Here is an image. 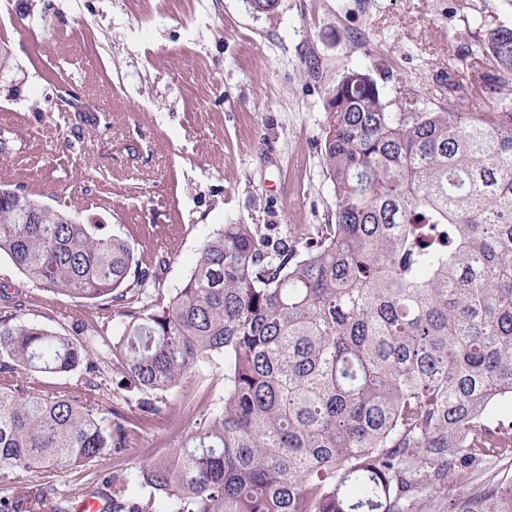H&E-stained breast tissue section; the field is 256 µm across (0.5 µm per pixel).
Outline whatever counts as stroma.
<instances>
[{"instance_id":"35a3bbf8","label":"stroma","mask_w":512,"mask_h":512,"mask_svg":"<svg viewBox=\"0 0 512 512\" xmlns=\"http://www.w3.org/2000/svg\"><path fill=\"white\" fill-rule=\"evenodd\" d=\"M486 21L512 27V0H279L270 15L248 0H7L0 184L122 229L170 295L222 225L327 223L321 148L344 70L367 71L394 100L452 92L474 108L492 71L469 65ZM72 95L99 123L71 111ZM1 282L26 294L29 322L86 321L110 338L126 321L123 306L37 287L4 255ZM223 396L220 359L149 417L137 390L111 381L101 401L127 445L69 470L59 490L78 496L110 476L125 496H150L136 466L176 449Z\"/></svg>"}]
</instances>
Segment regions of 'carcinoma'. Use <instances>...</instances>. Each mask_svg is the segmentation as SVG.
I'll return each instance as SVG.
<instances>
[{"instance_id": "carcinoma-1", "label": "carcinoma", "mask_w": 512, "mask_h": 512, "mask_svg": "<svg viewBox=\"0 0 512 512\" xmlns=\"http://www.w3.org/2000/svg\"><path fill=\"white\" fill-rule=\"evenodd\" d=\"M492 101L389 100L369 73L328 89L334 222L225 224L161 299L131 240L0 185V254L44 288L140 307L112 342L80 322L22 319L0 289V512H74L56 478L122 448L102 411L107 371L142 412L216 357L224 400L170 457L141 464L146 500L109 512H512V28L485 25ZM80 371L77 394H31L20 373ZM479 483L463 496L459 488Z\"/></svg>"}]
</instances>
